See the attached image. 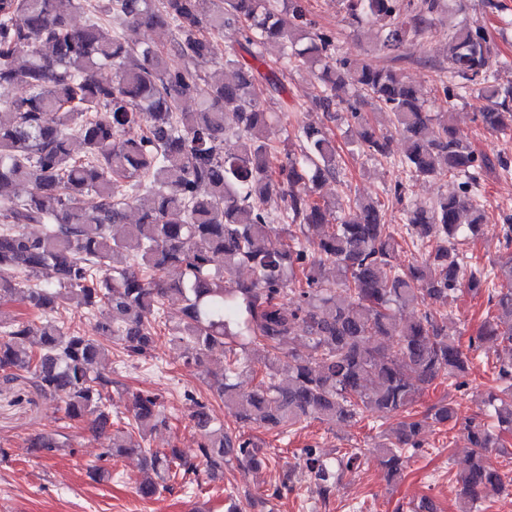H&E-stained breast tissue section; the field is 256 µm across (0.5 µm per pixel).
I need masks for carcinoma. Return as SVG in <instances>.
<instances>
[{
    "label": "carcinoma",
    "instance_id": "carcinoma-1",
    "mask_svg": "<svg viewBox=\"0 0 512 512\" xmlns=\"http://www.w3.org/2000/svg\"><path fill=\"white\" fill-rule=\"evenodd\" d=\"M405 12L403 0H347L349 14L371 15L383 26L377 46L396 53L408 32L432 27L430 13ZM89 12L78 27L73 14ZM169 33L159 47L136 34ZM230 32L224 54L231 78L210 81L199 67L212 60L210 35ZM493 35L463 24L448 39L446 101L480 85L486 105L481 123L512 127V82L502 85L492 70ZM279 48L282 70L317 72L322 90L313 101L330 117L344 104L360 146L372 155L391 154L392 134L376 130L361 112L372 103L406 142L398 160L412 180L460 179V192L428 208L406 210L404 233L419 253L415 262L394 264L398 232L384 223V204L372 198L342 203L317 193L339 175L336 144L328 129L302 128L300 143L270 139L268 112L255 86L280 93L283 84L264 72L265 53ZM333 38L312 31L301 0H0V305L13 299L39 314L40 323L0 310V378H30L42 394L62 404L64 417L111 426L110 392L122 393L106 363L112 347L132 359L151 355L167 326L164 300L177 293L186 302L172 328L184 361L201 366L205 355L224 347V374L210 389L240 427L292 431L307 420L359 422L392 415L417 399L438 376L459 389L472 361L449 326L448 296L461 287L488 291L494 315L476 336L479 350L492 343L511 357L494 366L498 390L489 394L484 416L471 420L466 436L468 466L459 512L512 487V477L488 467L484 456L504 447L512 432V253L485 267L466 262L459 249L480 234L484 211L476 203L482 172L490 161L457 136L453 113L425 110L419 90L401 73L347 58L325 62ZM112 69L114 79H97ZM24 87L23 95L8 92ZM199 100L192 112L182 101ZM233 135L236 151H224ZM29 186L26 198L14 195ZM96 198L92 211L87 196ZM139 218L117 240L114 224L127 212ZM29 224L40 234L25 232ZM281 237L272 249L271 235ZM181 270L169 283L165 273ZM248 268L253 278L233 276ZM45 270L55 281L39 283ZM80 308L96 334L64 327L57 315ZM423 309L410 322L398 312ZM258 382L243 391L239 378ZM131 415L112 432L102 457L138 453L154 477L139 483L151 499L181 471L198 466L149 439L169 428L157 394H128ZM188 419L200 437L205 472L224 476L237 462L268 465L261 448L218 421L211 403L192 396ZM449 403L419 419L399 423L375 452L347 448L326 461L304 449L302 475L328 501L344 473L375 458L400 473L424 448L423 429L454 419ZM56 431L27 438V448L52 455L66 447Z\"/></svg>",
    "mask_w": 512,
    "mask_h": 512
}]
</instances>
